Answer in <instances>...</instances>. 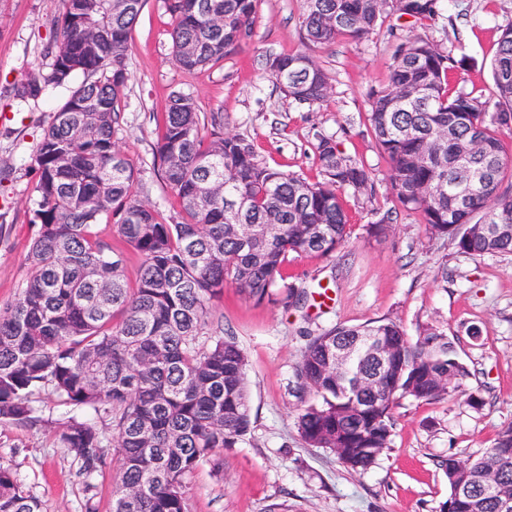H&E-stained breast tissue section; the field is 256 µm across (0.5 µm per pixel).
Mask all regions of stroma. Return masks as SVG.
Returning a JSON list of instances; mask_svg holds the SVG:
<instances>
[{"label":"stroma","mask_w":512,"mask_h":512,"mask_svg":"<svg viewBox=\"0 0 512 512\" xmlns=\"http://www.w3.org/2000/svg\"><path fill=\"white\" fill-rule=\"evenodd\" d=\"M62 12L63 0H0V310L16 300L31 272L36 228L29 222V165L52 110L67 96L51 88L41 99L21 103L13 88L45 66L44 49L59 34ZM302 14V0H259L251 41L219 66L195 74L172 61V20L160 0H147L131 32L119 146L138 173L137 193L165 213L178 211L179 201L153 160L175 88L200 111L223 113L225 131L245 136L270 166L321 180L315 145L318 135L332 134L344 155L362 162L376 181L371 199L342 191L350 224L336 253L289 254L288 279L307 287L313 306L287 311L233 288L214 301L211 330L235 337L247 356L251 427L235 447L224 449L221 472L205 464L187 476L190 510L439 512L448 498L442 461L481 455L512 424V254L458 253L448 238L432 236L403 213L387 236L368 234L374 209L393 202L387 163L365 121L366 91L388 83L394 49L389 28L395 25L401 35L429 38L464 59L450 76L455 90L489 93L490 63L501 29L512 24V0H448L436 22L391 16L362 41L339 38L318 46L304 40ZM283 52L309 53L329 72L333 92L327 102L312 108L280 92L264 62ZM384 318L400 323L413 341L425 326L444 332L470 375L461 391L437 400L401 398L389 448L374 467L356 474L336 455L302 441L294 365L309 334ZM472 395L482 406L469 404ZM39 408L48 425H0V464L41 501L42 512H111L115 456L85 482L56 439L55 420L72 415V408L48 398Z\"/></svg>","instance_id":"stroma-1"}]
</instances>
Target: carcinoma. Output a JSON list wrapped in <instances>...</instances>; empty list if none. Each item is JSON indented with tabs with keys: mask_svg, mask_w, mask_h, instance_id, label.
<instances>
[{
	"mask_svg": "<svg viewBox=\"0 0 512 512\" xmlns=\"http://www.w3.org/2000/svg\"><path fill=\"white\" fill-rule=\"evenodd\" d=\"M258 0H162L172 18V60L186 73L211 69L254 33ZM446 0H303L304 39L325 45L360 40L391 15L416 24L442 16ZM145 0H63L60 35L46 67L14 90L37 100L68 90L52 112L30 165L32 272L0 313V424L44 423L34 402L88 409L58 425V444L91 478L108 450L119 459L112 512H190L185 477L250 430L247 358L235 338L206 335L212 302L236 288L285 310L307 302L285 283L290 253L330 256L345 242L349 216L341 191L376 193L372 173L346 157L334 137L315 147L323 179L311 183L261 162L248 140L224 131V113L202 117L181 89L169 94L156 155L180 212L167 217L140 199L137 172L117 145L132 27ZM389 83L370 87L367 121L388 162L394 208L369 226L385 234L398 212L414 214L431 234L469 255L512 253V25L502 29L491 64L492 92L448 91L463 65L422 38L391 32ZM285 96L310 107L327 101L329 73L303 53L266 57ZM83 76L76 87L75 75ZM491 224L494 234L477 225ZM110 224L142 256L134 283L123 256L102 237ZM378 333L397 372L386 392H355L336 381V340ZM454 343L436 329L411 342L392 319L336 324L307 339L294 367L305 405L296 425L304 442L361 473L388 447L401 397L433 401L469 377ZM110 424L111 436L97 425ZM448 512H512V424L476 459L453 456ZM0 512H42L9 467L0 464Z\"/></svg>",
	"mask_w": 512,
	"mask_h": 512,
	"instance_id": "1",
	"label": "carcinoma"
}]
</instances>
